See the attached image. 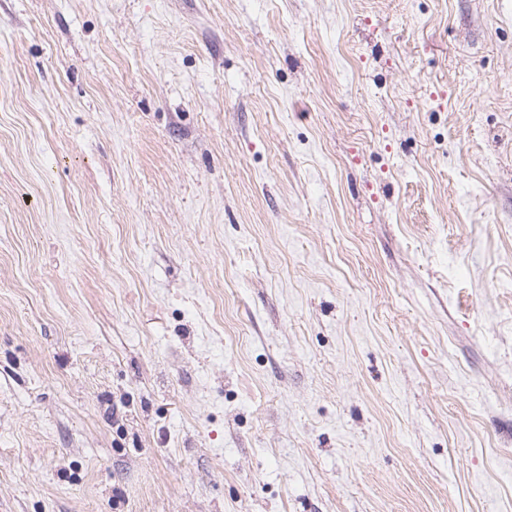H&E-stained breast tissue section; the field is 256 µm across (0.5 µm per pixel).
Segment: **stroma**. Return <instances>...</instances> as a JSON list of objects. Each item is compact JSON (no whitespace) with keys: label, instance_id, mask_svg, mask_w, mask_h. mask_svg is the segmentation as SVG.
Here are the masks:
<instances>
[{"label":"stroma","instance_id":"35a3bbf8","mask_svg":"<svg viewBox=\"0 0 512 512\" xmlns=\"http://www.w3.org/2000/svg\"><path fill=\"white\" fill-rule=\"evenodd\" d=\"M0 512H512V0H0Z\"/></svg>","mask_w":512,"mask_h":512}]
</instances>
